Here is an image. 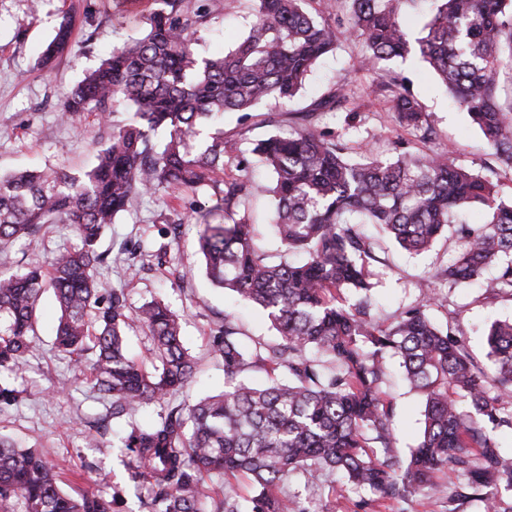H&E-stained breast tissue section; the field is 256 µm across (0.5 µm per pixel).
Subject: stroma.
<instances>
[{
    "label": "stroma",
    "instance_id": "35a3bbf8",
    "mask_svg": "<svg viewBox=\"0 0 512 512\" xmlns=\"http://www.w3.org/2000/svg\"><path fill=\"white\" fill-rule=\"evenodd\" d=\"M226 3V9L213 12L199 30L202 49L212 54L233 48L251 21V0ZM150 9L151 0H40L36 6L31 0H0V173L59 167L78 175L92 164L97 152L109 144L112 128L94 112L72 124L62 122L58 116L61 102L113 44L143 33ZM65 13L74 26L71 44L51 71L41 70L37 65L40 50ZM398 74L409 79L432 136L424 138L400 127L391 112L392 78ZM339 87L344 90L343 102L336 111L321 114L317 125L334 135L346 155L367 152L391 158L396 142L403 141L423 152L450 148L457 165L482 174L498 171L497 159L482 135L466 113L450 102L445 86L427 63L412 54L370 71L364 66L363 46L355 39L340 40L335 51L320 60L294 101L285 106L262 104L255 117L244 121L237 114H227L224 131L247 142L288 132L299 112ZM219 204L218 195L207 187L159 189L134 200L98 245L106 255L96 269L98 276L122 290L131 307L158 298L182 315L184 345L198 361L188 390L193 399L224 386L223 365L212 354L211 345L227 310L237 313L244 345L275 338L259 308L235 301L204 274L198 252L202 216ZM76 243L70 225H47L37 244L18 239L0 245V271L47 265L56 252ZM457 252L458 244L450 233L419 253L376 238L369 263L376 316L385 321L416 304L418 282L434 277ZM132 264L139 270L133 279L126 274ZM435 287L439 302L430 309V316L442 325L448 312H456L470 353L479 363H486V329L493 320L512 317V302L490 307L482 303L479 288L452 287L443 281ZM58 317L53 293L44 292L25 367L17 373H0V389L12 390L15 396L12 402L0 401V433L59 464L60 486L65 492L109 496L119 489L124 501L117 512H138L136 498L126 489L128 474L119 455L87 446L85 437L92 434L111 443L132 425L156 422L162 406L152 403L134 416L113 418L110 401L92 390L69 357L56 352ZM387 391L394 405L396 451L403 457L418 439L422 402L396 365L390 369Z\"/></svg>",
    "mask_w": 512,
    "mask_h": 512
}]
</instances>
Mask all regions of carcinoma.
<instances>
[{
	"instance_id": "obj_1",
	"label": "carcinoma",
	"mask_w": 512,
	"mask_h": 512,
	"mask_svg": "<svg viewBox=\"0 0 512 512\" xmlns=\"http://www.w3.org/2000/svg\"><path fill=\"white\" fill-rule=\"evenodd\" d=\"M252 2L243 40L213 57L195 48L206 9L192 0H158L143 35L114 46L60 107L63 121L93 111L104 119L114 99L132 108L130 122L113 131L90 170L0 178V243L32 242L55 223L71 225L79 240L52 257L48 272L0 271V369L18 370L26 361L36 303L48 286L60 312L55 348L111 400L112 417L184 394L197 361L183 345L181 318L156 299L130 311L123 293L96 276L104 260L97 246L134 198L210 181L224 194V215L216 223L218 211L202 215L205 274L259 306L279 340L247 348L235 318L224 315V329L213 337L224 389L169 404L156 423L120 437L130 485L138 495L149 489L150 512H310L300 495L282 492L295 478L305 489L333 490L339 476L351 492L376 500L441 496L438 473L463 479L448 496V512L466 502L512 512L498 501L512 493V453L493 434L512 430V320L489 326L487 365L468 351L459 319L449 317L444 327L431 319L437 293L429 281L416 305L378 323L368 270L375 242L360 230L376 224L396 246L420 252L458 223L463 247L437 277L452 286L480 279L482 299L496 305L512 300V199L486 176L456 166L447 150L346 158L312 121L316 112L336 110L339 90L315 99L288 135H270L250 150L271 175L263 191L284 249L274 261L238 212L255 188L224 173V159L249 160L239 158L238 142L223 128L226 113L246 118L269 100L296 97L338 40L355 38L373 66L416 50L512 172V101L505 106L498 95L500 72L512 79V0H428L426 34L414 41L401 16L417 0H348L346 19L334 22L310 14L305 0ZM71 34L65 15L43 64L64 52ZM397 84L392 109L399 122L428 129L406 78ZM159 130L166 138L158 146L152 135ZM472 206L486 213L476 229L463 221ZM489 267L495 273L481 279ZM134 320L148 342L149 370L126 349ZM390 357L423 399L418 441L404 458L394 451L384 390ZM256 371L270 383L252 384L248 374ZM211 475L242 476L252 494L242 500L226 490L211 498L203 490ZM120 501L116 492L110 499L65 493L46 461L0 435V512H115Z\"/></svg>"
}]
</instances>
